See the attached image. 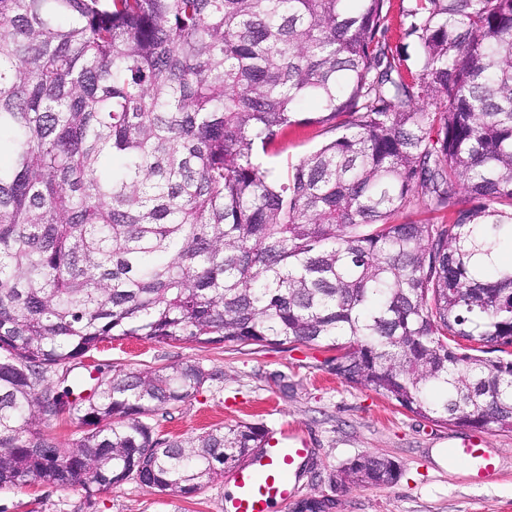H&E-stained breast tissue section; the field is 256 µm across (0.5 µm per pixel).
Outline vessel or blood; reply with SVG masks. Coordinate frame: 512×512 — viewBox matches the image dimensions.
<instances>
[{
	"mask_svg": "<svg viewBox=\"0 0 512 512\" xmlns=\"http://www.w3.org/2000/svg\"><path fill=\"white\" fill-rule=\"evenodd\" d=\"M308 453L306 446L269 439L258 455L235 472L233 488L224 495V512H272L274 505L296 493L293 476ZM450 455L469 467L475 481L486 480L497 470L495 458L478 434L451 447Z\"/></svg>",
	"mask_w": 512,
	"mask_h": 512,
	"instance_id": "vessel-or-blood-1",
	"label": "vessel or blood"
}]
</instances>
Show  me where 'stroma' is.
I'll return each instance as SVG.
<instances>
[{
    "mask_svg": "<svg viewBox=\"0 0 512 512\" xmlns=\"http://www.w3.org/2000/svg\"><path fill=\"white\" fill-rule=\"evenodd\" d=\"M330 356L327 347L300 343L230 347L128 338L103 343L88 362L116 370L200 363L214 379L188 403L156 415L159 433L184 438L241 423L263 425L273 437L298 432L311 454L297 480V496L336 498L337 512H512V432L486 433L498 470L489 482L474 484L469 469L443 468L432 458L434 449L469 437L470 428L424 419L344 382L328 371ZM283 376L289 383L285 392L279 388ZM366 453L395 461L398 480L337 489L343 464ZM230 484V477H223L189 498L134 480L91 495L36 484L0 490V512H224Z\"/></svg>",
    "mask_w": 512,
    "mask_h": 512,
    "instance_id": "obj_1",
    "label": "stroma"
}]
</instances>
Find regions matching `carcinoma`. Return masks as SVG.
<instances>
[{"label":"carcinoma","mask_w":512,"mask_h":512,"mask_svg":"<svg viewBox=\"0 0 512 512\" xmlns=\"http://www.w3.org/2000/svg\"><path fill=\"white\" fill-rule=\"evenodd\" d=\"M391 2L0 0V489L187 497L265 447L161 437L213 374L75 372L107 339L324 344L350 385L512 432V265L477 264L512 239V0L400 6L414 73ZM308 125L331 137L263 166ZM393 10H392V29L388 33L389 41L395 51L397 46V51L401 56V59L404 60V65L408 69L413 72L418 70L421 64V51L420 47L412 37L403 38L398 36L399 31L396 29L398 22V9L399 4L401 2L399 0H393Z\"/></svg>","instance_id":"cac0c4a2"}]
</instances>
